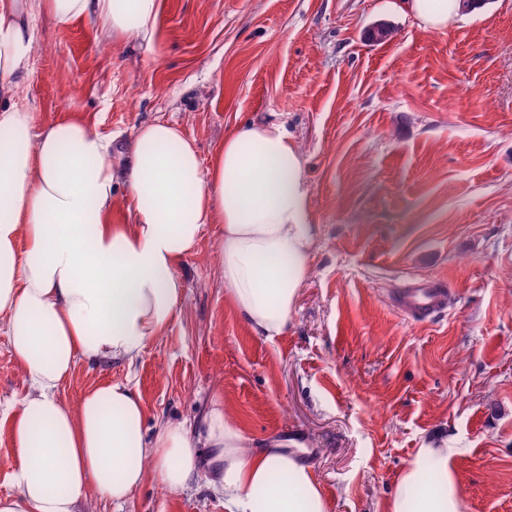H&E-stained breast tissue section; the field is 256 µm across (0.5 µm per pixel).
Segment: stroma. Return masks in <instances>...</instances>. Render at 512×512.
Masks as SVG:
<instances>
[{
  "mask_svg": "<svg viewBox=\"0 0 512 512\" xmlns=\"http://www.w3.org/2000/svg\"><path fill=\"white\" fill-rule=\"evenodd\" d=\"M394 34L367 40L378 23ZM20 97L38 123L80 120L129 161L133 128L179 124L210 163L224 134L281 122L296 141L318 227L313 272L287 332L254 334L224 296L220 229L205 225L177 273L187 288L141 356L79 360L59 398L128 383L147 430L200 439L201 480L148 474L124 512H225L208 487L214 395L252 439L304 448L331 512H387L403 467L447 440L466 512H512V0L447 30L405 0H160L151 43L94 21H36ZM445 280L446 316L394 308L405 284ZM28 388L0 334V495L8 415Z\"/></svg>",
  "mask_w": 512,
  "mask_h": 512,
  "instance_id": "35a3bbf8",
  "label": "stroma"
}]
</instances>
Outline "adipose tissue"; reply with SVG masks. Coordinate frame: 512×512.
Wrapping results in <instances>:
<instances>
[{
    "label": "adipose tissue",
    "instance_id": "ef3b65f1",
    "mask_svg": "<svg viewBox=\"0 0 512 512\" xmlns=\"http://www.w3.org/2000/svg\"><path fill=\"white\" fill-rule=\"evenodd\" d=\"M427 29L446 30L458 0H407ZM160 0H0V332L27 382L10 419V494L0 512H78L88 496L123 508L148 472L171 490L200 477L198 442L183 427L148 433L139 394L114 383L77 406L58 390L80 358L132 362L164 335L186 293L176 267L203 225L221 227L224 291L266 339L285 333L312 271L316 236L297 143L283 125L229 131L210 164L176 124L131 137L132 164L112 165L91 124L37 125L17 90L31 73L35 22L90 19L109 36L151 42ZM124 186L129 222L112 221ZM206 442L225 512H331L310 465L247 441L215 398ZM388 512H465L445 441L419 448Z\"/></svg>",
    "mask_w": 512,
    "mask_h": 512
}]
</instances>
